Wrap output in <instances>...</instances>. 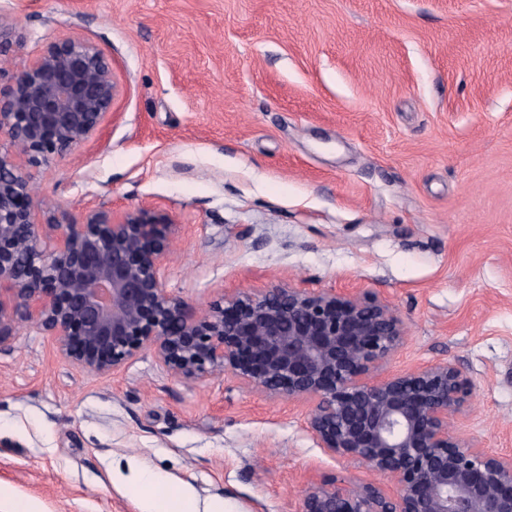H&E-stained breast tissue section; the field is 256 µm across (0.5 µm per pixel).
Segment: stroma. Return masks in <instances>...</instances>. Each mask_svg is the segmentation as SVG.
<instances>
[{
    "label": "stroma",
    "instance_id": "1",
    "mask_svg": "<svg viewBox=\"0 0 512 512\" xmlns=\"http://www.w3.org/2000/svg\"><path fill=\"white\" fill-rule=\"evenodd\" d=\"M24 57L111 53L99 138L32 168L77 217L178 224L168 286L196 310L276 282L370 291L403 320L401 372L455 363L460 434L512 455V0H0ZM309 407L233 375L185 382L142 350L116 375L26 322L0 346V501L139 512L130 459L236 512H295L366 478L318 448Z\"/></svg>",
    "mask_w": 512,
    "mask_h": 512
}]
</instances>
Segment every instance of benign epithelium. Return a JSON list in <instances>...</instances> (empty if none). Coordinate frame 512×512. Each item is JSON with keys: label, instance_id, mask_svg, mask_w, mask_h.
<instances>
[{"label": "benign epithelium", "instance_id": "1", "mask_svg": "<svg viewBox=\"0 0 512 512\" xmlns=\"http://www.w3.org/2000/svg\"><path fill=\"white\" fill-rule=\"evenodd\" d=\"M23 46L0 15V58ZM119 92L112 56L69 37L0 82V345L20 320L97 374L119 372L143 349L180 380L229 373L310 405L317 447L394 487L313 483L293 512H512V456L454 428L469 393L456 364L382 374L406 341L384 300L274 284L198 312L168 288L171 216L140 208L117 218L100 206L76 219L35 200L26 165L62 162L98 137Z\"/></svg>", "mask_w": 512, "mask_h": 512}]
</instances>
